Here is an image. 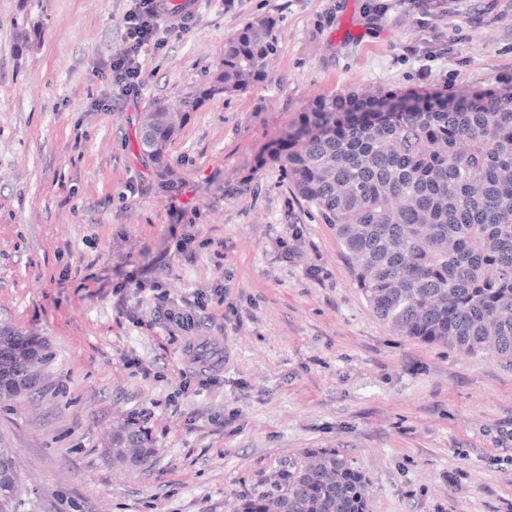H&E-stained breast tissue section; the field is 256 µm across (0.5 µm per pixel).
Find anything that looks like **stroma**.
<instances>
[{"instance_id":"35a3bbf8","label":"stroma","mask_w":512,"mask_h":512,"mask_svg":"<svg viewBox=\"0 0 512 512\" xmlns=\"http://www.w3.org/2000/svg\"><path fill=\"white\" fill-rule=\"evenodd\" d=\"M136 7L0 0V325L52 354L42 392L0 404V439L43 512H230L311 448L355 462L369 512H512V371L395 334L269 158L323 97L499 89L512 0L426 18L407 0H198L123 94L109 62ZM257 17L275 21L266 79L190 114L162 187L141 115ZM199 293L183 330L169 314ZM125 418L154 440L149 468L112 462Z\"/></svg>"}]
</instances>
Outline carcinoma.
<instances>
[{"label":"carcinoma","instance_id":"obj_1","mask_svg":"<svg viewBox=\"0 0 512 512\" xmlns=\"http://www.w3.org/2000/svg\"><path fill=\"white\" fill-rule=\"evenodd\" d=\"M274 21L257 17L224 41L206 81L141 117L138 146L173 186L168 146L189 114L267 76ZM294 196L336 230L357 288L402 336L512 371V96L495 92H350L314 101L271 151ZM47 344L0 327V402L36 393ZM112 457L146 468L144 428L112 435ZM15 453L0 443V512H35ZM368 481L334 448L288 464L273 489L232 512H368Z\"/></svg>","mask_w":512,"mask_h":512}]
</instances>
